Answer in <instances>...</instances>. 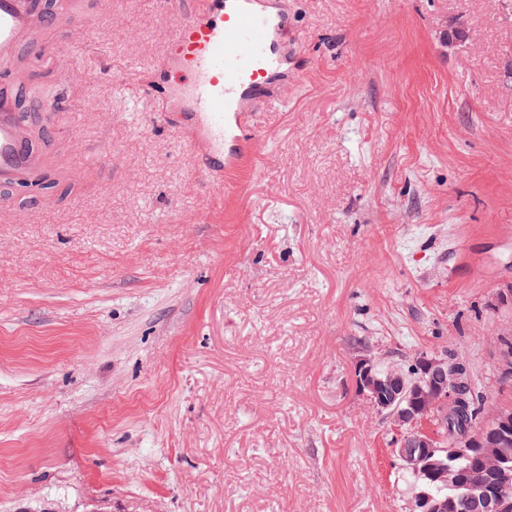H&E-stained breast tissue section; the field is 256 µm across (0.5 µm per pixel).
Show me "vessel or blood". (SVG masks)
I'll return each mask as SVG.
<instances>
[{
    "label": "vessel or blood",
    "instance_id": "vessel-or-blood-1",
    "mask_svg": "<svg viewBox=\"0 0 512 512\" xmlns=\"http://www.w3.org/2000/svg\"><path fill=\"white\" fill-rule=\"evenodd\" d=\"M182 19L166 43L159 79L148 91L160 106L154 120L172 126L196 167L213 183L249 170L260 143L254 107L272 98L288 69V14L278 0H169ZM81 0H0V197L46 185L45 163L20 118L14 86L21 72L65 62L70 40L44 34L61 18L94 22Z\"/></svg>",
    "mask_w": 512,
    "mask_h": 512
}]
</instances>
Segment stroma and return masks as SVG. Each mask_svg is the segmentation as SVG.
<instances>
[{
    "label": "stroma",
    "mask_w": 512,
    "mask_h": 512,
    "mask_svg": "<svg viewBox=\"0 0 512 512\" xmlns=\"http://www.w3.org/2000/svg\"><path fill=\"white\" fill-rule=\"evenodd\" d=\"M260 155L208 181L143 91L164 0H84L54 176L0 217V512H410L362 357L512 404V5L281 0Z\"/></svg>",
    "instance_id": "1"
}]
</instances>
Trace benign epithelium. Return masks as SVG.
Listing matches in <instances>:
<instances>
[{
  "label": "benign epithelium",
  "mask_w": 512,
  "mask_h": 512,
  "mask_svg": "<svg viewBox=\"0 0 512 512\" xmlns=\"http://www.w3.org/2000/svg\"><path fill=\"white\" fill-rule=\"evenodd\" d=\"M356 388L370 401L372 409L385 412L393 421L398 447L394 454L402 468L429 473L444 466V459L500 463L497 483L474 495L501 512L508 506L512 489V405L484 408L478 427L444 448L434 432L433 422L456 413L464 399V369L461 362L439 356L419 355L406 372L393 365L381 372L377 362L363 358L354 367ZM420 512H450L455 499L437 500L422 493L414 502Z\"/></svg>",
  "instance_id": "7a95c632"
}]
</instances>
